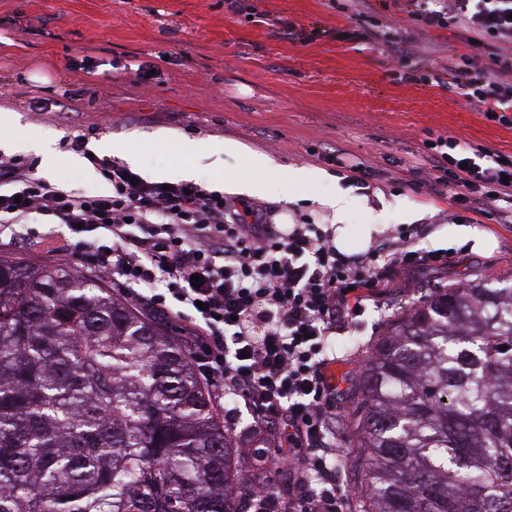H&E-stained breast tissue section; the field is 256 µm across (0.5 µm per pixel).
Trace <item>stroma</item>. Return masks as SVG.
Returning <instances> with one entry per match:
<instances>
[{
	"label": "stroma",
	"instance_id": "1",
	"mask_svg": "<svg viewBox=\"0 0 512 512\" xmlns=\"http://www.w3.org/2000/svg\"><path fill=\"white\" fill-rule=\"evenodd\" d=\"M247 2L249 11L236 13L226 0H0V109L17 114L0 137L12 144L7 157L30 161L31 133L55 132L63 158L49 181L95 195L111 187L93 168L69 163L70 137L124 143L144 173L172 167L194 144L208 155L195 181L216 191L225 177L255 176L242 157L222 153L234 138L270 156L286 185L287 197L259 199L266 223L329 225L330 213L314 198L341 187L352 196L344 218L350 235L381 224L370 247L402 231L416 249L447 251L446 268L402 274L383 304L367 305L333 339L332 369L346 389L387 320L429 289L478 274L512 276V224L465 212L447 190H432L419 160L423 140L439 135L510 158L512 127L486 120L448 84L449 63L476 51L449 30L418 25L412 0H370L363 15L342 0ZM366 30L390 32L412 59L393 60L380 43L362 39ZM82 60L94 73L79 69ZM418 62L436 82L413 80ZM128 64L153 69L151 80L125 73ZM160 129L177 139L142 142ZM337 149L370 165L366 188L338 174ZM296 168L327 177L296 186L288 181ZM409 213L414 221H406ZM475 230L494 240L493 250L473 249ZM71 238L67 225L34 214L0 231V255L96 275L89 256L64 254Z\"/></svg>",
	"mask_w": 512,
	"mask_h": 512
}]
</instances>
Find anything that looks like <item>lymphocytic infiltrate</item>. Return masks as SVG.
Masks as SVG:
<instances>
[{
	"label": "lymphocytic infiltrate",
	"mask_w": 512,
	"mask_h": 512,
	"mask_svg": "<svg viewBox=\"0 0 512 512\" xmlns=\"http://www.w3.org/2000/svg\"><path fill=\"white\" fill-rule=\"evenodd\" d=\"M414 16L489 48L490 64L449 67L448 81L492 122L512 125V0H418ZM421 155L456 204L512 218V159L485 147L470 153L443 136ZM89 162L109 194L66 190L34 177L23 159L1 158L0 226L34 213L67 225L74 251L93 253L101 276L134 286L155 313L182 317L201 376L217 400L232 403L229 419L253 420L250 512H339L330 342L367 303H379L400 271L444 267L447 254L412 249L402 235L351 257L310 225L279 232L256 208L202 185L164 186L112 158ZM270 457L288 477L282 486L265 480Z\"/></svg>",
	"instance_id": "lymphocytic-infiltrate-1"
}]
</instances>
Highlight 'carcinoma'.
I'll return each mask as SVG.
<instances>
[{"instance_id":"obj_1","label":"carcinoma","mask_w":512,"mask_h":512,"mask_svg":"<svg viewBox=\"0 0 512 512\" xmlns=\"http://www.w3.org/2000/svg\"><path fill=\"white\" fill-rule=\"evenodd\" d=\"M345 416L350 512H512V286L404 307ZM251 468L163 323L0 255V512H249Z\"/></svg>"}]
</instances>
